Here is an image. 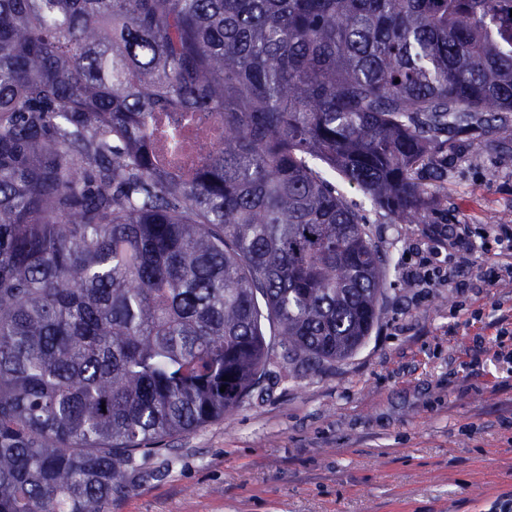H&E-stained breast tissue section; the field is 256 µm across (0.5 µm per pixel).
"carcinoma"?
<instances>
[{
  "label": "carcinoma",
  "mask_w": 512,
  "mask_h": 512,
  "mask_svg": "<svg viewBox=\"0 0 512 512\" xmlns=\"http://www.w3.org/2000/svg\"><path fill=\"white\" fill-rule=\"evenodd\" d=\"M511 9L0 0V512H108L272 367L354 354L385 264L328 173L426 219L440 137L508 125ZM156 112L224 124L191 179Z\"/></svg>",
  "instance_id": "obj_1"
}]
</instances>
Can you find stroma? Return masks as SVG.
<instances>
[{
	"label": "stroma",
	"mask_w": 512,
	"mask_h": 512,
	"mask_svg": "<svg viewBox=\"0 0 512 512\" xmlns=\"http://www.w3.org/2000/svg\"><path fill=\"white\" fill-rule=\"evenodd\" d=\"M426 224L350 186L386 258L383 314L351 357L292 379L139 461L110 512H512V283L422 288L413 247L512 219V129L448 134Z\"/></svg>",
	"instance_id": "stroma-1"
}]
</instances>
